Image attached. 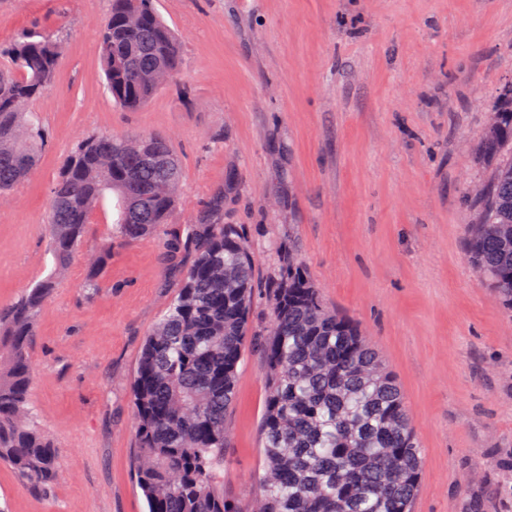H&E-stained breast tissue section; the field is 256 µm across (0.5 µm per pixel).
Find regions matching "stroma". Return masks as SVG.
Masks as SVG:
<instances>
[{
	"mask_svg": "<svg viewBox=\"0 0 512 512\" xmlns=\"http://www.w3.org/2000/svg\"><path fill=\"white\" fill-rule=\"evenodd\" d=\"M183 66L143 109L113 104L98 56L109 0H0V45L63 43L36 168L0 199V307L52 268L51 189L93 132L166 137L182 169L164 235L113 249L87 225L37 318L29 399L59 452L49 492L0 464L7 512H147L136 485L132 383L144 341L177 295L196 223L250 246V326L296 254L323 302L377 347L401 388L423 465L413 512H512V313L465 252L467 190L489 108L512 81V0H158ZM265 356L237 368L224 496L250 512L262 465Z\"/></svg>",
	"mask_w": 512,
	"mask_h": 512,
	"instance_id": "obj_1",
	"label": "stroma"
}]
</instances>
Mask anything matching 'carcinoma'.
Wrapping results in <instances>:
<instances>
[{"label": "carcinoma", "mask_w": 512, "mask_h": 512, "mask_svg": "<svg viewBox=\"0 0 512 512\" xmlns=\"http://www.w3.org/2000/svg\"><path fill=\"white\" fill-rule=\"evenodd\" d=\"M61 41L29 33L0 50V196L36 166L45 128L25 105L54 81ZM98 54L107 90L141 109L177 72L182 52L156 0H110ZM492 164L470 193L467 252L512 309V82L496 98L478 146ZM181 182L178 158L156 135L92 133L51 191L46 230L53 271L0 308V464L26 487L56 479L58 451L29 400L28 345L96 211L111 202L112 245L154 236L169 223ZM195 253L179 291L148 335L132 385L136 480L148 512H237L224 499L226 421L249 337L253 256L229 224L190 229ZM263 339L267 396L262 473L254 512H411L422 468L411 417L391 370L358 328L329 309L294 256L273 288Z\"/></svg>", "instance_id": "carcinoma-1"}]
</instances>
